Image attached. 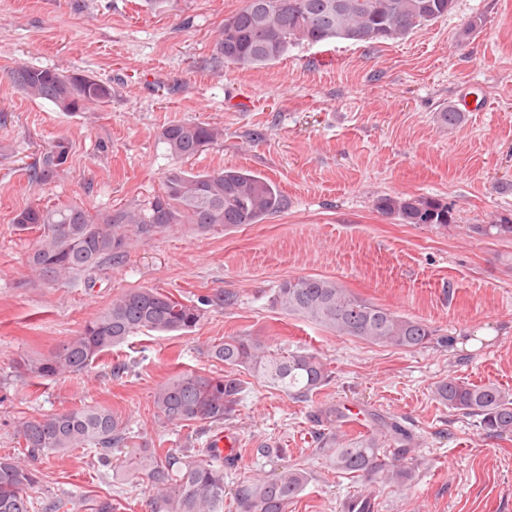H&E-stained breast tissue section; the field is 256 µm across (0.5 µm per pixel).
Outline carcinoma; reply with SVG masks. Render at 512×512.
Wrapping results in <instances>:
<instances>
[{
    "mask_svg": "<svg viewBox=\"0 0 512 512\" xmlns=\"http://www.w3.org/2000/svg\"><path fill=\"white\" fill-rule=\"evenodd\" d=\"M455 0H243L224 18L216 43L224 62L254 69L282 60L295 45L326 44L336 40L354 44L394 41L417 28L448 16ZM12 84L33 101L49 102L68 113L100 107L112 100V85L98 78L55 69L21 66L8 74ZM159 141L181 165L198 158L224 139V130L200 121H183L161 129ZM70 141L54 137L42 147L28 168L29 181L46 185L64 171ZM287 199L271 181L241 168L188 172L177 169L163 191L133 209L93 213L80 204H30L13 217L20 230L38 232L26 255L30 272L44 280L65 282L76 274L88 286L107 262H121L131 245L177 226L198 234L218 228L259 224L282 212ZM375 209L402 224L446 227L448 206L437 199L414 195H381ZM231 296L219 291L184 303L155 288H131L49 354L24 361L28 375L53 379L83 373L93 362L131 337L192 332L205 308L222 309ZM281 313L315 323L339 337L369 344L413 350L434 343L435 331L424 321L396 314L362 299L332 277L306 275L283 280L272 296ZM209 358L224 364L222 373L185 370L159 385L152 404L166 421L191 428L179 452L141 448L129 460L131 475L147 479L159 512H224V469L238 456L224 458L212 445L195 447L194 425L222 426L243 403V373L256 376L271 389L294 398H307L331 381L328 364L307 350L273 354L258 337L226 336L207 345ZM436 400L448 409L478 419L479 428L497 437L512 436V390L489 382L475 385L456 377L440 380ZM317 418L329 432L319 437L320 449L331 466L348 473L362 472L383 482L409 486L414 470L381 453L393 441L396 454L413 444L410 431L396 421H381V430L347 443L339 434L346 414L334 405L318 409ZM20 448L0 454V512H60L67 503L47 498L34 506L29 492L41 482L30 462L82 450L101 466L112 465V449L126 448L134 434L112 409L102 405L56 410L19 421ZM310 482L309 473L285 466L272 479L238 484L235 500L241 512H288ZM376 490L352 495L342 512H374Z\"/></svg>",
    "mask_w": 512,
    "mask_h": 512,
    "instance_id": "cac0c4a2",
    "label": "carcinoma"
}]
</instances>
